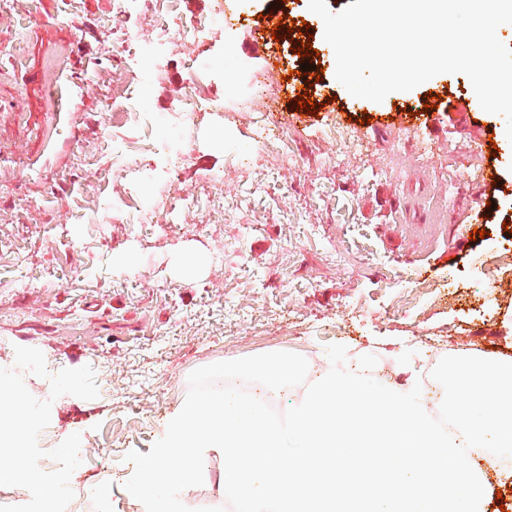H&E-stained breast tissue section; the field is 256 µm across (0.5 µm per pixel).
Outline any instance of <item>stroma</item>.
<instances>
[{
  "label": "stroma",
  "instance_id": "1",
  "mask_svg": "<svg viewBox=\"0 0 512 512\" xmlns=\"http://www.w3.org/2000/svg\"><path fill=\"white\" fill-rule=\"evenodd\" d=\"M286 4L315 57L293 54L299 34L256 40L269 0L229 23L227 0H0V339L12 345L0 378L21 374L24 445L57 461L29 512L60 476L55 512H143L125 456L149 452L205 365L291 351L317 371L341 344L347 364L374 355L406 389L437 348L512 356V167L468 221L472 173L506 140L501 116L449 73L359 107L320 17ZM206 19L200 45L153 44L158 25ZM127 29L145 50L121 70ZM193 61L210 107L185 125ZM309 79L314 116L288 98ZM128 87L148 120L128 117ZM269 105L278 120L259 129ZM159 144L180 154L155 156L135 204L190 193L191 207L154 224L103 218ZM408 152L425 158L398 167Z\"/></svg>",
  "mask_w": 512,
  "mask_h": 512
}]
</instances>
